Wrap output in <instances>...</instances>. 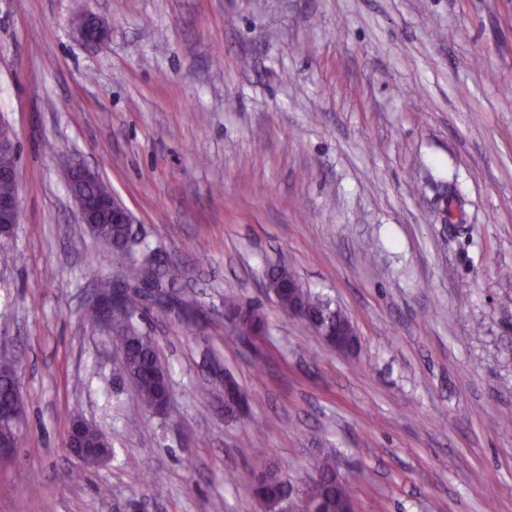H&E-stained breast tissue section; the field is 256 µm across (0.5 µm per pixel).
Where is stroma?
<instances>
[{"mask_svg":"<svg viewBox=\"0 0 512 512\" xmlns=\"http://www.w3.org/2000/svg\"><path fill=\"white\" fill-rule=\"evenodd\" d=\"M78 14L107 38L83 42ZM0 121L21 213L0 340L24 400L0 512H260L265 464L301 512L320 448L355 512H512V0H0ZM76 160L202 306L199 326L139 321L172 399L136 428L120 353L83 319L112 258L78 221ZM276 264L345 312L356 353L279 307ZM228 294L266 336L231 331ZM75 414L109 460L70 453ZM285 477L278 470L268 465L252 472L247 484V490L256 498L266 497L268 505L276 507V501L284 491Z\"/></svg>","mask_w":512,"mask_h":512,"instance_id":"35a3bbf8","label":"stroma"}]
</instances>
